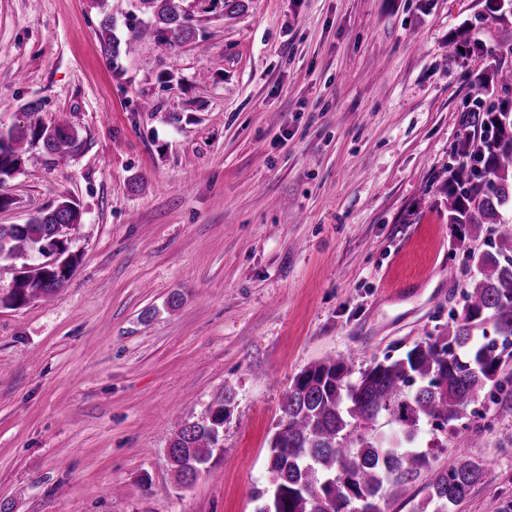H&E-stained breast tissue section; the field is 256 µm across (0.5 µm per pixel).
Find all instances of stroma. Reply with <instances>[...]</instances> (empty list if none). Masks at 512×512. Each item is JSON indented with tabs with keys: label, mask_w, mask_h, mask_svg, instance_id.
Here are the masks:
<instances>
[{
	"label": "stroma",
	"mask_w": 512,
	"mask_h": 512,
	"mask_svg": "<svg viewBox=\"0 0 512 512\" xmlns=\"http://www.w3.org/2000/svg\"><path fill=\"white\" fill-rule=\"evenodd\" d=\"M244 3L184 0L197 42L146 31L110 64L98 0H0V129L36 101L84 142L31 148L0 184V224L83 211L64 286L0 307L8 512H254L296 374L401 357L462 307L444 183L475 79L507 51L499 19L483 0ZM500 380L459 434H419L417 485L458 452L484 461L452 512L512 502V359ZM227 389L223 453L178 483L171 439Z\"/></svg>",
	"instance_id": "stroma-1"
}]
</instances>
